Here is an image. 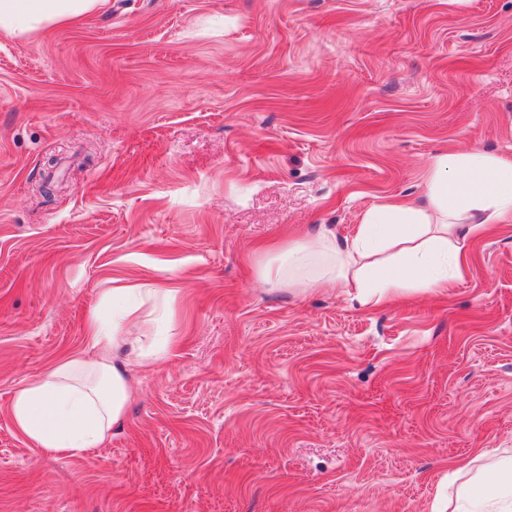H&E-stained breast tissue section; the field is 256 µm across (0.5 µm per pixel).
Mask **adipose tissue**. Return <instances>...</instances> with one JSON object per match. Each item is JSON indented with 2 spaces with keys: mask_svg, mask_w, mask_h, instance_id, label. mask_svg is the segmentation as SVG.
<instances>
[{
  "mask_svg": "<svg viewBox=\"0 0 512 512\" xmlns=\"http://www.w3.org/2000/svg\"><path fill=\"white\" fill-rule=\"evenodd\" d=\"M100 0H0V33L18 35L78 22ZM426 202L392 200L366 210L354 236L320 229L279 247V265L261 279L303 292L325 284L359 304H377L401 290L433 293L463 275L466 242L488 225L512 220V160L483 152H448L425 173ZM159 300L173 308L175 288L139 282L104 289L85 321L86 351L61 357L44 375L19 387L10 403L15 428L50 454L76 456L104 447L135 394V367L168 363L174 337L154 346L146 324L126 302ZM493 483L476 475L461 486L448 512H512V451L491 463Z\"/></svg>",
  "mask_w": 512,
  "mask_h": 512,
  "instance_id": "adipose-tissue-1",
  "label": "adipose tissue"
}]
</instances>
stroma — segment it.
I'll return each mask as SVG.
<instances>
[{
  "instance_id": "1",
  "label": "stroma",
  "mask_w": 512,
  "mask_h": 512,
  "mask_svg": "<svg viewBox=\"0 0 512 512\" xmlns=\"http://www.w3.org/2000/svg\"><path fill=\"white\" fill-rule=\"evenodd\" d=\"M512 158V0H107L0 34V512H441L512 448V223L440 294L359 306L258 277L272 243ZM176 288V336L103 448L15 390L103 289Z\"/></svg>"
}]
</instances>
